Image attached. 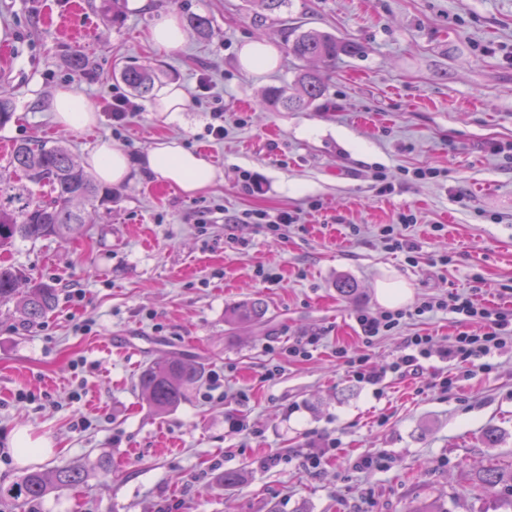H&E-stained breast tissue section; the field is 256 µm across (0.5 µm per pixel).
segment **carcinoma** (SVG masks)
<instances>
[{"label": "carcinoma", "instance_id": "cac0c4a2", "mask_svg": "<svg viewBox=\"0 0 512 512\" xmlns=\"http://www.w3.org/2000/svg\"><path fill=\"white\" fill-rule=\"evenodd\" d=\"M287 47L295 57L318 60L327 67L338 56L352 54L357 49L353 42L339 41L318 30L297 34L287 42ZM120 77L140 96L152 90L155 79L154 71L147 66L126 68ZM298 83L301 94L290 95L285 87H273L266 94V102L277 110H310L323 96V78L317 72H304ZM10 165L18 177L0 187V250L12 247L18 240L36 241L50 236L66 242L84 224V215L77 205L104 201L93 175L62 146L19 142L13 148ZM11 301L27 321L35 322L53 309L56 289L13 267L0 266V305ZM267 312L263 300L253 299L228 308L225 318L231 323L258 324L264 321ZM200 376L201 370L195 364L164 359L144 367L138 387L154 411L163 414L178 406L185 389ZM86 477V469L80 464L70 463L51 472L29 469L9 485L0 483V500L34 502L54 489L77 486ZM478 480L489 490L504 483L512 485V468L489 466L480 471Z\"/></svg>", "mask_w": 512, "mask_h": 512}]
</instances>
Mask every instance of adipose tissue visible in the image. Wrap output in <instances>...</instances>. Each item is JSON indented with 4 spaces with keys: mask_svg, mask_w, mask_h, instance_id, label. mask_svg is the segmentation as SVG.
I'll return each instance as SVG.
<instances>
[{
    "mask_svg": "<svg viewBox=\"0 0 512 512\" xmlns=\"http://www.w3.org/2000/svg\"><path fill=\"white\" fill-rule=\"evenodd\" d=\"M55 124L65 131H79L98 121L94 106L70 87H56L48 100ZM86 167L105 186L150 176L188 194L212 188L221 174L202 153L175 139L158 140L142 156L134 157L109 140H100L86 157Z\"/></svg>",
    "mask_w": 512,
    "mask_h": 512,
    "instance_id": "obj_1",
    "label": "adipose tissue"
}]
</instances>
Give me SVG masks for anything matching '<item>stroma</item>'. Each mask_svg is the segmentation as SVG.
Wrapping results in <instances>:
<instances>
[{
	"mask_svg": "<svg viewBox=\"0 0 512 512\" xmlns=\"http://www.w3.org/2000/svg\"><path fill=\"white\" fill-rule=\"evenodd\" d=\"M101 0H0V84L15 114L0 127V176L8 145L67 144L86 157L102 139L131 155L175 138L204 152L224 178L189 197L153 178L110 187L111 201L86 206L68 242H19L0 264L58 291L47 318L29 323L0 306V482L29 467L81 463L89 478L42 500L0 503V512H404L442 500L448 512H493L478 481L486 466L512 464V347L491 370L440 358L452 336L479 326L439 311L365 339L355 314L378 308L375 283L392 276L412 292L449 297L480 287V298L512 306V0H288L267 17L249 0H120L118 19ZM201 15L207 36L161 50L151 40L159 14ZM317 29L359 50L329 68L288 54L289 35ZM277 49L271 70L238 63L244 40ZM85 56L73 72L72 53ZM151 67L157 86L179 84L186 109L153 112L152 96L122 122L107 105L129 94L119 73ZM322 69L325 91L306 112L275 111L271 86H294ZM70 86L97 108L90 130L64 132L47 97ZM224 112V136L207 128ZM439 176L404 183L405 168ZM291 213L284 234L243 222L248 211ZM415 259L380 234L399 213ZM357 292L342 297L340 280ZM260 298L261 325H232L225 309ZM433 339L435 356L417 373L379 385L356 382L337 347L385 365L406 337ZM310 336L309 359L288 348ZM172 355L203 370L173 410L158 414L136 385L142 368ZM453 381L433 387L435 376ZM250 432L235 435L228 417ZM502 439L490 448L486 429ZM46 441L18 461L13 433ZM338 449L305 466L309 445ZM369 455L381 467L357 468ZM109 469L96 468L98 458ZM238 470L235 485L222 475Z\"/></svg>",
	"mask_w": 512,
	"mask_h": 512,
	"instance_id": "1",
	"label": "stroma"
}]
</instances>
